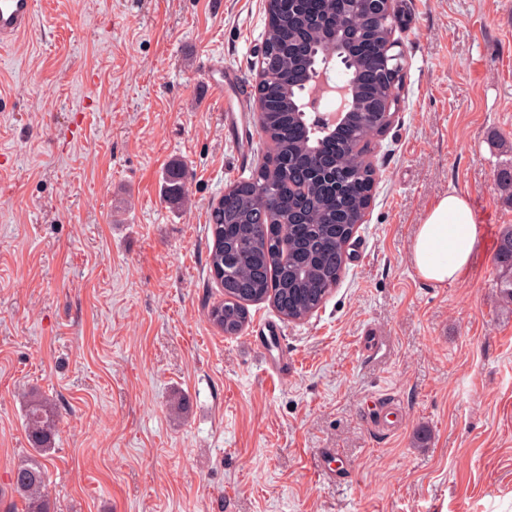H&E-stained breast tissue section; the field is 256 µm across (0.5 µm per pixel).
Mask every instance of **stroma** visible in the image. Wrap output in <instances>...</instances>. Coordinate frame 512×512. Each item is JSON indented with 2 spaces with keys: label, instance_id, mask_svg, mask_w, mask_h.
<instances>
[{
  "label": "stroma",
  "instance_id": "obj_1",
  "mask_svg": "<svg viewBox=\"0 0 512 512\" xmlns=\"http://www.w3.org/2000/svg\"><path fill=\"white\" fill-rule=\"evenodd\" d=\"M396 6L402 100L367 147L344 273L310 317L255 302L227 336L208 214L267 150L265 0H36L0 50V512H24L33 395L58 408L56 512H512V0ZM211 61L241 78L234 136ZM175 163L178 204L161 192ZM452 189L483 242L436 285L411 243ZM387 401L392 431L374 425ZM497 262L508 271L500 281L499 288L507 302L512 303V225L505 229L498 245Z\"/></svg>",
  "mask_w": 512,
  "mask_h": 512
}]
</instances>
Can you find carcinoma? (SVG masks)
<instances>
[{"mask_svg": "<svg viewBox=\"0 0 512 512\" xmlns=\"http://www.w3.org/2000/svg\"><path fill=\"white\" fill-rule=\"evenodd\" d=\"M319 8L326 16L325 25L289 29L286 54L279 47L281 25L270 15L267 81L259 90L265 105L261 131L268 143L267 159L247 180L230 186L209 212L213 246L208 267L224 290V301L212 309L211 319L227 336L244 329L248 305L254 302L273 298L277 311L292 321L317 311L345 268L343 244L353 225L340 224L338 219L347 212L357 214L372 196L375 171L362 161L358 147L375 135L381 121L359 109L349 113L344 143L337 148L335 137L324 133L310 115L288 111V100L304 94L302 86L288 88V72L319 67L317 50L336 25L334 0H319ZM388 25L367 16L356 21L359 38L378 47L373 57L361 61L360 70L387 66ZM327 164L334 166L336 182H316L318 169ZM183 175L179 163L165 175L163 193L171 202L184 197ZM298 211L304 223H283ZM285 238L297 246L287 261L280 252ZM497 262L508 271L499 288L512 303V225L501 235ZM56 417V408L41 399L30 400L25 409V432L36 457L15 469L13 486L24 499L26 512H51L45 460L55 448Z\"/></svg>", "mask_w": 512, "mask_h": 512, "instance_id": "1", "label": "carcinoma"}]
</instances>
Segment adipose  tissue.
I'll list each match as a JSON object with an SVG mask.
<instances>
[{"mask_svg":"<svg viewBox=\"0 0 512 512\" xmlns=\"http://www.w3.org/2000/svg\"><path fill=\"white\" fill-rule=\"evenodd\" d=\"M482 241V228L467 196L441 197L417 227L411 258L418 274L437 284L460 280Z\"/></svg>","mask_w":512,"mask_h":512,"instance_id":"adipose-tissue-1","label":"adipose tissue"}]
</instances>
